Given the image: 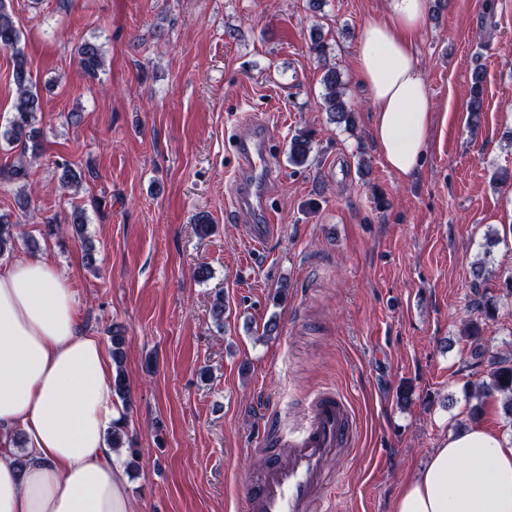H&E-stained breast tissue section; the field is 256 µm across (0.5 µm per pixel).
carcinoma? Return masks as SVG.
Listing matches in <instances>:
<instances>
[{
    "label": "carcinoma",
    "mask_w": 512,
    "mask_h": 512,
    "mask_svg": "<svg viewBox=\"0 0 512 512\" xmlns=\"http://www.w3.org/2000/svg\"><path fill=\"white\" fill-rule=\"evenodd\" d=\"M21 30L15 19L10 0H0V49H9L13 52V80L16 86V100L14 104V115L9 122L6 131L3 132L4 139L12 145H21V152L31 150L37 153L40 149L37 140V130L34 127L37 113L42 111V98L40 97L29 69L28 59L25 53L19 48ZM309 51L322 65L324 74L322 82L324 86V107L329 112L330 118L337 123H349L352 117V110L348 108L346 100V83L342 80L336 66L328 64V47L322 39L321 34L313 33L310 37ZM76 61L79 69L88 77L96 78L104 70V53L102 46L94 40L81 42L76 49ZM483 71L475 68L472 80L471 98L468 110L471 117H479L483 110ZM312 152L311 140L304 134L295 135L288 149L289 162L296 166L308 162ZM92 171H84L75 168L71 163H64L61 167L59 184L61 189L66 190L79 185ZM15 224L7 213L0 214V256H3L15 246ZM468 319L464 335L478 338L482 334L481 325L488 320L497 317L496 301L484 294L476 296L468 306ZM112 361L115 365L113 375V393L121 400H126L129 393V383L123 369L124 360V336L120 331L112 332ZM474 354L478 358L486 359L488 364L489 380L482 381L467 392V398H475L478 404L473 406V414H479L481 402L492 396L500 397V404L503 413L512 419V351L488 353L481 346H476ZM108 437L114 448H127L131 456L139 455L137 442L129 437L127 423L118 420L112 423V430Z\"/></svg>",
    "instance_id": "cac0c4a2"
}]
</instances>
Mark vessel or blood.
Wrapping results in <instances>:
<instances>
[{
	"instance_id": "obj_1",
	"label": "vessel or blood",
	"mask_w": 512,
	"mask_h": 512,
	"mask_svg": "<svg viewBox=\"0 0 512 512\" xmlns=\"http://www.w3.org/2000/svg\"><path fill=\"white\" fill-rule=\"evenodd\" d=\"M270 123L244 115L234 140L235 168L226 213L249 221L247 238L256 246L273 234L271 204L278 173L270 148ZM301 421L285 426L281 410L270 413L257 447L266 461L243 480L238 512H325L335 461L356 447L359 426L351 404L334 389L309 394Z\"/></svg>"
}]
</instances>
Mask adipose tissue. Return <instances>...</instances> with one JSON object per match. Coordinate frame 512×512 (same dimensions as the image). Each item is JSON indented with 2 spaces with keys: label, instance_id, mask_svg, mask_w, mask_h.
Returning a JSON list of instances; mask_svg holds the SVG:
<instances>
[{
  "label": "adipose tissue",
  "instance_id": "ef3b65f1",
  "mask_svg": "<svg viewBox=\"0 0 512 512\" xmlns=\"http://www.w3.org/2000/svg\"><path fill=\"white\" fill-rule=\"evenodd\" d=\"M426 13V0H385L358 44L373 139L402 179L418 169L433 121L412 41ZM113 373L52 264L20 257L0 270V512H133L121 451L107 439L119 417ZM395 512H512V442L478 423L449 435L403 486Z\"/></svg>",
  "mask_w": 512,
  "mask_h": 512
}]
</instances>
